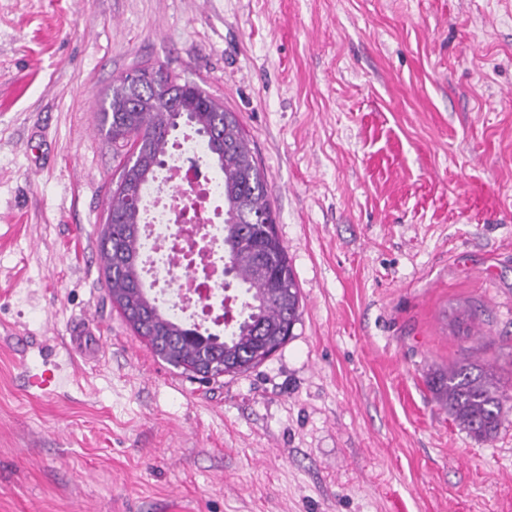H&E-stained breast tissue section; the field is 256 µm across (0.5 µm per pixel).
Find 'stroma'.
<instances>
[{
    "label": "stroma",
    "mask_w": 512,
    "mask_h": 512,
    "mask_svg": "<svg viewBox=\"0 0 512 512\" xmlns=\"http://www.w3.org/2000/svg\"><path fill=\"white\" fill-rule=\"evenodd\" d=\"M144 67L267 177L302 322L243 375L108 296L101 108ZM466 356L512 386V0H0V512H512V414L478 441L429 387Z\"/></svg>",
    "instance_id": "stroma-1"
}]
</instances>
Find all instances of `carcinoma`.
Masks as SVG:
<instances>
[{
  "label": "carcinoma",
  "mask_w": 512,
  "mask_h": 512,
  "mask_svg": "<svg viewBox=\"0 0 512 512\" xmlns=\"http://www.w3.org/2000/svg\"><path fill=\"white\" fill-rule=\"evenodd\" d=\"M102 123L112 144L141 145V166L110 197L101 237L102 271L112 307L161 361L191 376L197 363L218 362L222 373L242 375L263 364L294 335L302 299L285 245L276 230L266 176L256 163L236 114L205 91L188 89L181 113L164 92L138 90L121 78L112 84ZM189 125L224 174V266L241 287L238 317L224 334L177 320L144 287L140 225L142 190ZM435 398L476 440L494 439L512 411V394L496 374L465 357L431 376Z\"/></svg>",
  "instance_id": "1"
}]
</instances>
